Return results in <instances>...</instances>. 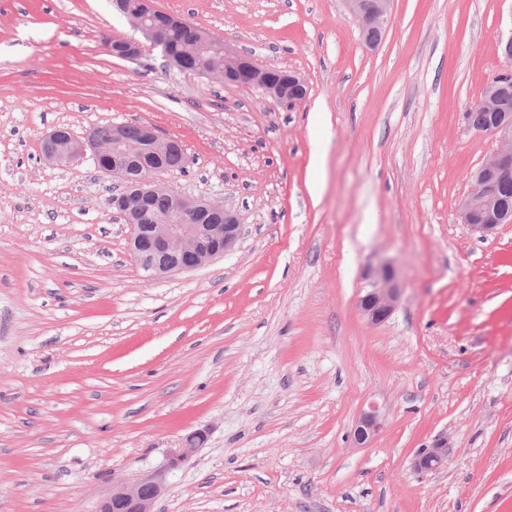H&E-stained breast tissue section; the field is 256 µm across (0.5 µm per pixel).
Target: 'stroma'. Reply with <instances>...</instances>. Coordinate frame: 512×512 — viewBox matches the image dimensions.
Instances as JSON below:
<instances>
[{
	"instance_id": "1",
	"label": "stroma",
	"mask_w": 512,
	"mask_h": 512,
	"mask_svg": "<svg viewBox=\"0 0 512 512\" xmlns=\"http://www.w3.org/2000/svg\"><path fill=\"white\" fill-rule=\"evenodd\" d=\"M154 4L308 95L115 57L105 37L141 34L111 0H0V512H97L148 477L157 512H512V224L458 211L512 0H393L373 49L342 0ZM106 123L179 141L162 181L235 211V248L148 277L118 179L41 155ZM382 262L403 289L374 324ZM372 401L387 425L359 448ZM441 438L446 465L415 468Z\"/></svg>"
}]
</instances>
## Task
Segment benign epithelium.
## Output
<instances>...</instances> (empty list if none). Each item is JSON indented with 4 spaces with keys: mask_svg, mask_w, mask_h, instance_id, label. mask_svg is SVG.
<instances>
[{
    "mask_svg": "<svg viewBox=\"0 0 512 512\" xmlns=\"http://www.w3.org/2000/svg\"><path fill=\"white\" fill-rule=\"evenodd\" d=\"M343 2L347 12L358 21L364 43L369 47L377 46L390 20L392 0ZM115 5L133 28L140 31L153 47L161 50L172 67L197 72L225 84L258 89L280 104L292 106L307 96V84L299 73L282 70L273 75L250 53L238 51L226 43L222 45V54L217 60H203L188 68L187 55L211 42V35L206 30L172 14L158 19L160 10L155 8L152 0H140L134 11L124 9L119 0ZM175 29L190 32V44L183 55H172L167 51V35ZM109 51L118 58L135 61L142 54V46L117 39ZM510 82L511 73L499 76L487 84L482 95L469 106L471 111L484 113L485 122L476 132L488 135L496 142L494 151L473 173L471 191L459 203L464 223L483 235L500 224L512 223V209L501 201L502 188L512 183V113L498 111L500 93ZM117 148L151 152L159 159L162 172L181 171L189 163L177 141L159 138L148 126L141 127L140 140L134 143L127 139L123 124L112 125L106 140L80 139L65 127L54 128L42 139V157L47 163L63 166L89 156L100 165L102 172L122 180L125 188L112 196V207L130 226V251L148 276L197 270L234 249L240 237L241 224L237 214L224 202L188 194L157 180L153 173L133 178L123 168L103 166L105 158ZM157 195H170L174 199L173 209L165 217V223H140L143 212L133 204V200L144 202ZM401 288L395 269L390 265L382 266L370 291L360 299V307L370 322H382L390 315ZM385 427L386 415L380 406L371 403L357 422L353 442L358 446L369 444ZM446 447L447 443L440 439L431 447L421 449L416 455L415 465L421 470L442 467ZM163 492L162 484L152 479L116 483L101 500L98 512H155V504Z\"/></svg>",
    "mask_w": 512,
    "mask_h": 512,
    "instance_id": "7a95c632",
    "label": "benign epithelium"
}]
</instances>
